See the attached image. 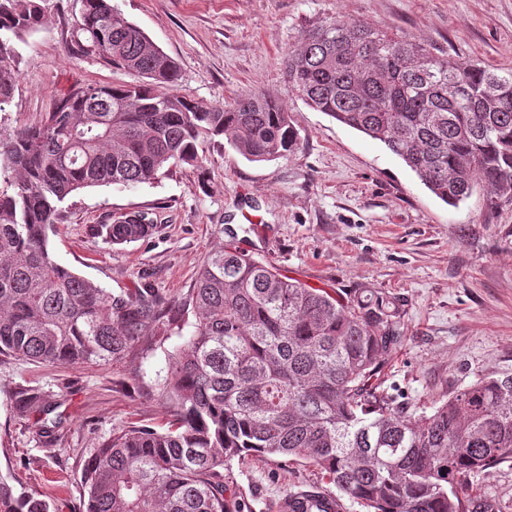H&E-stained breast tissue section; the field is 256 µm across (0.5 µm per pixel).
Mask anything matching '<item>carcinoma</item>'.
Listing matches in <instances>:
<instances>
[{
    "mask_svg": "<svg viewBox=\"0 0 512 512\" xmlns=\"http://www.w3.org/2000/svg\"><path fill=\"white\" fill-rule=\"evenodd\" d=\"M76 43L146 78L62 93L38 125L0 140V354L45 365L104 366L157 315L142 294L113 295L57 263L49 231L59 205L93 186L151 183L169 164L201 166L200 145L224 136L259 162L296 149L275 95L224 106L180 94L175 60L112 6L82 0ZM37 0H0V111L19 78L13 40L38 29ZM292 90L311 108L383 143L425 187L456 206L486 186L512 202V86L493 112L479 93L493 76L366 22L340 18L303 33L285 55ZM386 70L378 83L373 75ZM465 87L448 94V84ZM134 212L97 232L111 245L152 236ZM195 330L171 355L164 431L132 427L93 449L86 512H242L225 496L224 464L249 456L308 461L365 512H494L460 495L471 475L512 461V375L488 376L417 418L381 382L400 342L401 309L376 292L343 302L227 246L203 261L181 302ZM327 494L288 495L312 512ZM0 512H55L0 478Z\"/></svg>",
    "mask_w": 512,
    "mask_h": 512,
    "instance_id": "1",
    "label": "carcinoma"
}]
</instances>
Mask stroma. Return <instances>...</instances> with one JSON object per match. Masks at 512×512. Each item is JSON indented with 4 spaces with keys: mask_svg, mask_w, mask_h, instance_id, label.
Returning a JSON list of instances; mask_svg holds the SVG:
<instances>
[{
    "mask_svg": "<svg viewBox=\"0 0 512 512\" xmlns=\"http://www.w3.org/2000/svg\"><path fill=\"white\" fill-rule=\"evenodd\" d=\"M42 27L17 42L19 81L0 134L40 123L71 85L136 84L138 73L75 46L82 0H38ZM179 67L177 90L214 105L276 93L300 134L297 149L247 160L225 138L204 142L202 167L164 168L154 182L80 190L49 233L54 259L112 293L159 309L137 343L105 367L26 363L0 354V477L57 512H85L91 450L131 427L165 430L161 388L193 332L179 304L202 260L232 244L281 275L340 295L397 298L400 344L382 359L389 393L414 414L480 378L512 373V202L491 209L477 190L451 207L383 144L310 108L282 60L330 18L361 20L445 54L512 68V0H112ZM147 212L159 229L110 245L101 224ZM37 395L49 413L23 409ZM228 496L243 512H280L289 492H331L312 465L232 460ZM467 495L512 512V462L472 476Z\"/></svg>",
    "mask_w": 512,
    "mask_h": 512,
    "instance_id": "obj_1",
    "label": "stroma"
}]
</instances>
